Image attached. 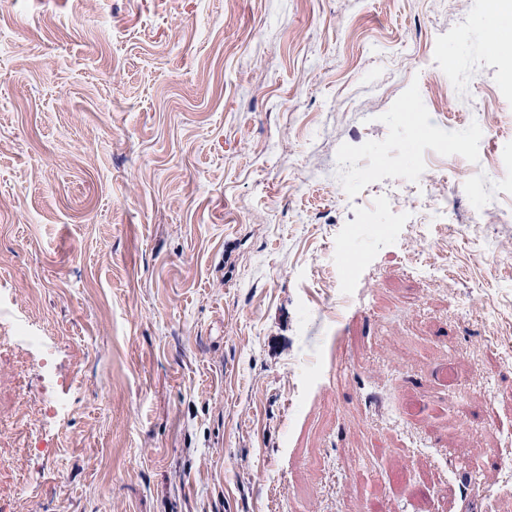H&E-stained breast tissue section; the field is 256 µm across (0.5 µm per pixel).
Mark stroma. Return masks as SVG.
Masks as SVG:
<instances>
[{"mask_svg":"<svg viewBox=\"0 0 512 512\" xmlns=\"http://www.w3.org/2000/svg\"><path fill=\"white\" fill-rule=\"evenodd\" d=\"M486 10L0 0V512H413L390 485L430 473L512 512V177L464 188L512 170ZM423 169L456 234L406 223Z\"/></svg>","mask_w":512,"mask_h":512,"instance_id":"stroma-1","label":"stroma"}]
</instances>
